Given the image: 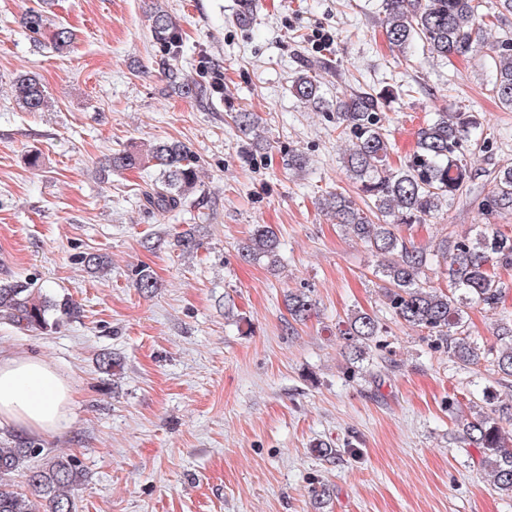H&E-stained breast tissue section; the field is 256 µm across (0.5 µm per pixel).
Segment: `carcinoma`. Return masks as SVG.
<instances>
[{"mask_svg": "<svg viewBox=\"0 0 512 512\" xmlns=\"http://www.w3.org/2000/svg\"><path fill=\"white\" fill-rule=\"evenodd\" d=\"M386 37L391 50L407 57L414 50L436 58L467 57L477 51L486 15L481 0H383ZM50 0L26 11L23 25L40 35L51 25ZM154 40L166 55L174 57L181 32L175 18L158 5L149 15ZM493 61L491 91L499 103L512 109V36H504L491 47ZM170 80L186 96H198L202 89L182 81L178 71L168 69ZM18 104L27 112H43L50 101L39 77L19 75L14 82ZM292 92L304 103L325 105L321 85L313 68L298 74ZM390 93L373 94L363 90L336 104L337 123L351 134L345 167L358 184L360 198L342 192H329L321 205L349 234L357 238L383 261L374 270L396 320L427 331L448 349V357L463 367L491 361L497 373L512 379V313L504 312L497 323L501 346L493 350L471 340L466 327L465 309L481 306L496 310L502 302L504 285L499 270L512 267V235L491 224H482L475 236L464 235L442 240L428 251L401 235L404 227L424 224L436 217L442 207L463 192L471 178L462 149L480 128L471 112H440L420 127L416 149L403 165L387 166L391 145L381 125L380 112ZM234 121L252 135L243 158L253 157L265 136L259 130V117L253 112H237ZM156 167L158 178L144 191L146 203L159 212L182 206L198 183L197 161L182 143L159 140L148 146L133 147L112 158V170ZM479 211L512 212V166L499 171L490 193ZM244 255L275 268L280 262V240L268 224H257L242 247ZM83 262L91 273L103 276L108 271L107 257L90 253ZM442 267L448 279L443 290L422 280L429 266ZM135 286L149 294L157 287L152 272L135 271ZM288 312L295 321L309 316L313 303L302 291L287 296ZM61 312L71 318L80 310L71 301H51L34 292L29 283L0 282V319L20 329L45 328L49 313ZM340 333L350 342L352 356L367 354L370 343L386 329L372 315L358 312L348 318ZM482 410L458 424L462 438L482 450L480 464L490 470L498 492L512 498V448L504 444L500 422L512 419V402L486 387L482 390ZM41 448L31 441L12 437L0 440V512H72V496L81 484L83 473L76 463L63 456L53 457L36 468L26 463ZM23 473L28 490L17 488L14 476Z\"/></svg>", "mask_w": 512, "mask_h": 512, "instance_id": "cac0c4a2", "label": "carcinoma"}]
</instances>
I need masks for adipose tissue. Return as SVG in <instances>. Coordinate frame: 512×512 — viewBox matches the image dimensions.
<instances>
[{
  "instance_id": "1",
  "label": "adipose tissue",
  "mask_w": 512,
  "mask_h": 512,
  "mask_svg": "<svg viewBox=\"0 0 512 512\" xmlns=\"http://www.w3.org/2000/svg\"><path fill=\"white\" fill-rule=\"evenodd\" d=\"M71 389L47 363L0 358V425L21 434L55 435L67 424Z\"/></svg>"
}]
</instances>
